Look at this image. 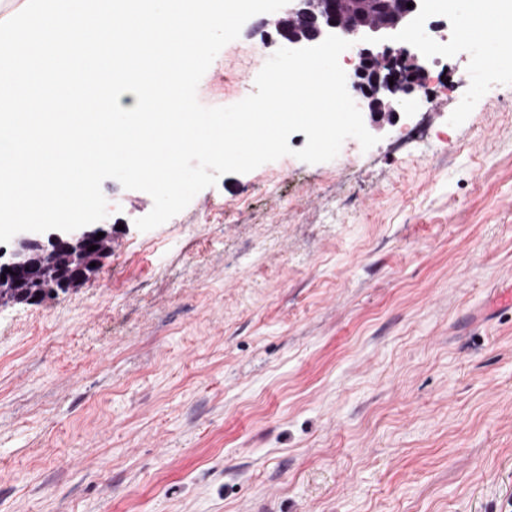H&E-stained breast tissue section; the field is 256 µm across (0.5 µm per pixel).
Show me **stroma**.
Here are the masks:
<instances>
[{
    "instance_id": "35a3bbf8",
    "label": "stroma",
    "mask_w": 512,
    "mask_h": 512,
    "mask_svg": "<svg viewBox=\"0 0 512 512\" xmlns=\"http://www.w3.org/2000/svg\"><path fill=\"white\" fill-rule=\"evenodd\" d=\"M370 149L226 174L166 223L105 180L112 250L0 308V512H512V35ZM262 15L202 77L255 90ZM417 125L427 139L403 144Z\"/></svg>"
}]
</instances>
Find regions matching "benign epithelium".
I'll list each match as a JSON object with an SVG mask.
<instances>
[{
    "mask_svg": "<svg viewBox=\"0 0 512 512\" xmlns=\"http://www.w3.org/2000/svg\"><path fill=\"white\" fill-rule=\"evenodd\" d=\"M361 0H290L268 15L282 45L297 49L314 46L329 34L353 42L357 63L351 87L357 93L361 113L369 114L371 122L381 127L398 116L400 94L411 93L425 86L424 70L416 56L406 50L394 51L384 40L409 29L418 0H370L373 13L360 18L353 4ZM394 84H389V80ZM111 224L103 220L71 232L59 231L44 235L27 232L17 238L11 248L0 247V290L18 278L40 283L46 268L62 269L58 288L78 286L89 275L83 255L96 245L100 255L109 250ZM104 236L97 237L98 233Z\"/></svg>",
    "mask_w": 512,
    "mask_h": 512,
    "instance_id": "7a95c632",
    "label": "benign epithelium"
}]
</instances>
